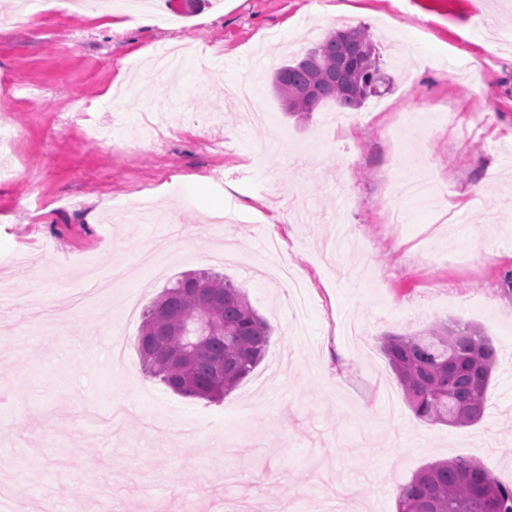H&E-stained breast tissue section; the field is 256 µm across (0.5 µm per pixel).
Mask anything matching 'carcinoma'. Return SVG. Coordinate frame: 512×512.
<instances>
[{
  "instance_id": "1",
  "label": "carcinoma",
  "mask_w": 512,
  "mask_h": 512,
  "mask_svg": "<svg viewBox=\"0 0 512 512\" xmlns=\"http://www.w3.org/2000/svg\"><path fill=\"white\" fill-rule=\"evenodd\" d=\"M374 51L360 28L332 31L277 69L274 90L292 114H308L329 100L355 109L379 80ZM198 320L208 323L209 339L192 360L138 351L147 373L174 392L214 401L253 372L272 329L231 280L192 272L166 287L146 310L138 339L164 336L174 350L182 344L180 330ZM380 349L418 419L468 426L483 417L496 352L476 327L454 322L407 336L386 335ZM397 512H512V487L475 460L435 462L400 487Z\"/></svg>"
}]
</instances>
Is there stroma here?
<instances>
[{"instance_id":"1","label":"stroma","mask_w":512,"mask_h":512,"mask_svg":"<svg viewBox=\"0 0 512 512\" xmlns=\"http://www.w3.org/2000/svg\"><path fill=\"white\" fill-rule=\"evenodd\" d=\"M46 0L0 18V488L17 512H396L399 486L474 459L512 485V0ZM320 32H369L380 81L353 125L335 102L287 115L275 70ZM262 69H254L255 60ZM481 80L488 91L476 93ZM254 84L265 117L224 100ZM450 123L429 121L432 106ZM418 111L398 128L395 112ZM419 147L447 201L402 204L385 180ZM503 178L487 181L489 170ZM482 186L474 195V186ZM138 276L61 326L89 271ZM220 271L273 326L264 360L222 400L143 368L147 309L188 272ZM455 321L498 358L471 426L418 420L380 350ZM198 423L195 438L177 434Z\"/></svg>"}]
</instances>
